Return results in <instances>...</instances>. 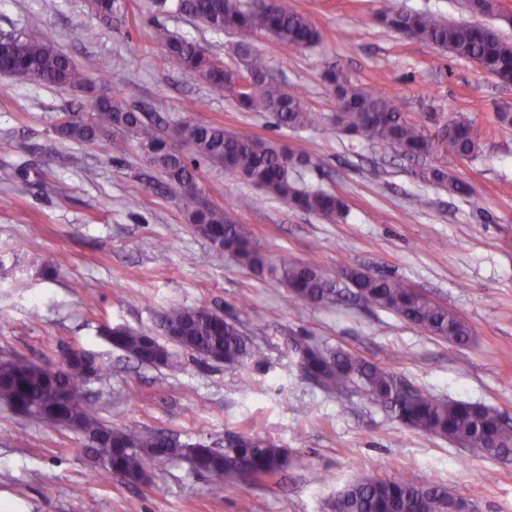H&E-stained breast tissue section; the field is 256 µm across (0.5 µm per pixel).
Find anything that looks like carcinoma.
<instances>
[{
    "label": "carcinoma",
    "instance_id": "obj_1",
    "mask_svg": "<svg viewBox=\"0 0 512 512\" xmlns=\"http://www.w3.org/2000/svg\"><path fill=\"white\" fill-rule=\"evenodd\" d=\"M178 9L207 27L222 31L235 28L260 31L286 48L313 47L322 40L320 31L307 16L295 11L288 0H178ZM380 21L409 37L442 47L451 55L488 65L498 79L512 82V43L490 27L450 23L428 13L386 12ZM155 39L164 44L170 57L182 68L204 79L214 89L227 91L240 107L268 112L280 126L304 128L319 122L304 109L300 99L285 91L268 72L265 60L245 48L240 50L241 69L228 70L206 52L158 28ZM0 73L20 75L48 86H81L85 75L57 49L51 31L32 27L19 45L0 47ZM250 77V91L238 93V76ZM341 103L339 124L349 134L396 147L415 156H432L438 139L424 134L423 126L411 122L397 103L371 90L354 86L340 73L328 74ZM94 115L85 120H60L56 132L64 139L97 143L115 131L133 135L147 150L150 164L157 167L178 191L190 222L216 250L231 253L250 272L284 282L293 303L324 304L339 298L342 288L336 276L315 262L277 265L259 252L224 211L199 205L200 188L184 154L156 135L144 114L116 99H101ZM446 139L455 153L472 157L481 147V132L468 121H454L445 127ZM178 140L195 154L226 170L234 171L264 188L268 194L304 211L332 216L343 209L333 194L299 187L293 171L308 162L302 151L275 142H261L239 136L218 124L183 123ZM448 191L461 195L469 186L441 169L431 171ZM348 280L354 295L396 313L430 333L464 345L471 337L465 321L446 308L422 298L405 281L393 276H373L352 270ZM162 326L179 333L177 340L193 355L227 365L250 361L261 364L263 349L249 341L235 323L197 308L171 306L165 310ZM107 341L137 361L177 368L168 352L153 336L125 327L111 330ZM301 351L303 373L315 383L338 395L360 391L369 400L388 408L406 425L471 448H488L503 433V422L492 409L466 401L442 400L432 393L404 383L391 370L342 349L322 350L295 346ZM102 380L105 374L92 354L74 349L56 367H43L26 359L0 364V402L23 406L28 416L44 422L59 417L77 425L92 453L101 458L99 468L130 479H140L162 458H188L202 474L231 478H262L280 471L288 463V451L253 436H238L236 445L218 451L198 442L159 438L135 429H114L102 422L90 405L85 385L90 376ZM455 494L439 485H420L406 478H381L364 474L336 494L330 512H447Z\"/></svg>",
    "mask_w": 512,
    "mask_h": 512
}]
</instances>
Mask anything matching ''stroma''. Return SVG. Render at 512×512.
<instances>
[{"instance_id":"obj_1","label":"stroma","mask_w":512,"mask_h":512,"mask_svg":"<svg viewBox=\"0 0 512 512\" xmlns=\"http://www.w3.org/2000/svg\"><path fill=\"white\" fill-rule=\"evenodd\" d=\"M120 3L105 16L90 0H0V34L49 28L89 77L81 87H49L0 74V360L55 366L66 349L86 350L108 373L88 390L112 427L214 448L232 434L260 436L288 448L290 462L242 482L162 459L133 483L94 467L73 430L0 405V512H328L327 502L365 473L446 487L474 512H512V454L489 456L414 430L357 392L336 396L302 376L293 351L297 343L342 348L512 422V125L497 119L512 110V85L378 20L392 10L431 12L495 28L512 42V0L493 15L470 13L463 0H292L322 34L305 49L283 48L262 32L211 30L179 12L176 0ZM159 26L228 68L249 44L319 124L294 130L239 109L169 58L153 38ZM331 69L395 99L428 134L473 122L481 152L408 158L345 133L325 79ZM111 97L148 112L165 139L194 121L305 149L311 161L297 167L298 182L339 197L343 214L291 207L207 162L196 171L200 200L222 209L271 262L313 260L336 275L356 268L407 281L468 323L472 340L450 343L358 300L290 303L281 281L243 269L196 231L134 137L116 135L105 148L56 133L63 114L91 118L95 101ZM435 167L470 194L435 184ZM245 197L251 207H241ZM22 213L29 223L18 222ZM174 304L234 321L264 350L265 367L186 352L160 327ZM114 326L156 336L180 370L128 358L103 337Z\"/></svg>"}]
</instances>
